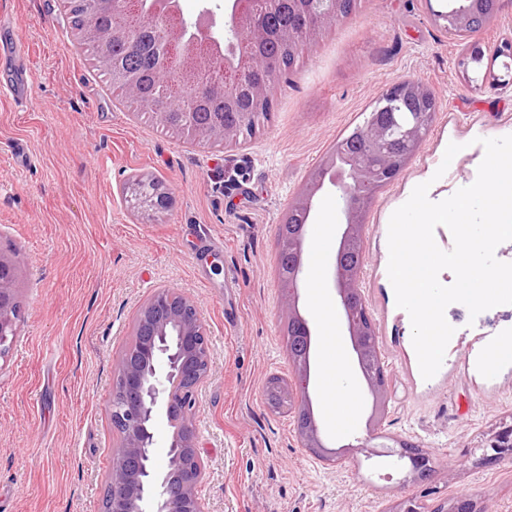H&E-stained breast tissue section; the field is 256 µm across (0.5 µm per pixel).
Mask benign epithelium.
Here are the masks:
<instances>
[{"label": "benign epithelium", "instance_id": "7a95c632", "mask_svg": "<svg viewBox=\"0 0 512 512\" xmlns=\"http://www.w3.org/2000/svg\"><path fill=\"white\" fill-rule=\"evenodd\" d=\"M454 25L448 13L432 11L436 23L453 37L470 35L472 20L482 0H455ZM69 13L79 23V38L92 43L110 80L133 92L138 87L130 72L113 57L117 41L137 39L138 21H150L154 50L179 74V84H160L154 106L156 120L176 124L181 134L195 141H231L254 127L272 108L274 91L286 80L283 59L293 60L321 30L336 25L354 10L357 0H334L322 12L310 9L311 0H225L224 15L204 7L196 18L184 19L180 0H112L113 21L108 29L92 19V0H67ZM277 41L282 57H262L256 47ZM224 81V96L249 89L246 112H226L199 125L192 112H162L180 88L204 93ZM434 93L423 83L404 79L391 85L379 98L384 108L397 110L413 101L428 103ZM434 112L421 108L405 122L389 126L370 120L360 126L366 149L339 143L320 169L305 181L291 200L288 213L302 215L303 223L278 225L282 272L290 281L282 313L298 336V353L291 357L296 382L269 379L270 402L300 419L297 430L302 447L325 461L338 460V451L322 437L310 395L314 331L301 313L300 283L305 268V228L316 215L319 193L334 188L338 200L339 243L333 258L336 303L348 333L359 372L372 396L368 431L379 426L390 398L388 379L376 339V323L361 289L365 266L366 216L375 194L389 185L414 157L428 134ZM143 212L160 213L170 207L171 192L161 182L139 177L130 187ZM18 267L11 255L0 250V358L9 354L21 311L17 298ZM134 342L116 358L110 418L119 443L106 477L104 512H207L199 488L207 474V462L198 446L193 409L199 389L211 371V349L197 303L181 291L160 288L137 311ZM164 422L170 431L167 460L154 457L155 430ZM483 459L512 462V424H499L482 445Z\"/></svg>", "mask_w": 512, "mask_h": 512}]
</instances>
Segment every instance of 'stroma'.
Masks as SVG:
<instances>
[{
    "label": "stroma",
    "instance_id": "1",
    "mask_svg": "<svg viewBox=\"0 0 512 512\" xmlns=\"http://www.w3.org/2000/svg\"><path fill=\"white\" fill-rule=\"evenodd\" d=\"M442 0H360L357 10L303 50L274 93L269 118L232 145L193 144L151 110L115 98L93 53L79 45L65 0H0V24L25 51L26 103L0 59V248L19 265L22 318L0 359V512H102L117 435L109 400L119 353L133 341L138 307L174 288L198 304L212 350L195 425L209 465L210 512H388L405 497L426 508L469 497L512 512V463L481 446L512 419V357L488 363L512 340V304L470 316L454 303L443 363L421 375L408 313L388 276V226L421 183L439 202L472 184L484 138L512 135V58L483 79L459 60L464 43L433 20ZM413 78L437 99L432 127L368 215L363 289L393 397L376 438L372 399L352 367L359 399L345 429L324 425L328 463L303 448L293 415L268 409L270 375L290 377L277 227L307 175L391 84ZM460 144L450 165L449 143ZM163 182L168 211L134 207L136 176ZM308 295L334 301L336 199L324 197L306 228ZM221 243L199 249L200 239ZM428 450L433 470L413 480L392 456L396 441Z\"/></svg>",
    "mask_w": 512,
    "mask_h": 512
}]
</instances>
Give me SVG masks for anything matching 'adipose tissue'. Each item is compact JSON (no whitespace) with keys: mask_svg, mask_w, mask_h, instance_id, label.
<instances>
[{"mask_svg":"<svg viewBox=\"0 0 512 512\" xmlns=\"http://www.w3.org/2000/svg\"><path fill=\"white\" fill-rule=\"evenodd\" d=\"M316 311L322 320L324 330L321 343L324 357L323 404L333 421L340 424L355 418L358 409L357 397L354 391L340 386L337 373L343 361L344 343L342 336L334 332L325 301H318Z\"/></svg>","mask_w":512,"mask_h":512,"instance_id":"1","label":"adipose tissue"}]
</instances>
